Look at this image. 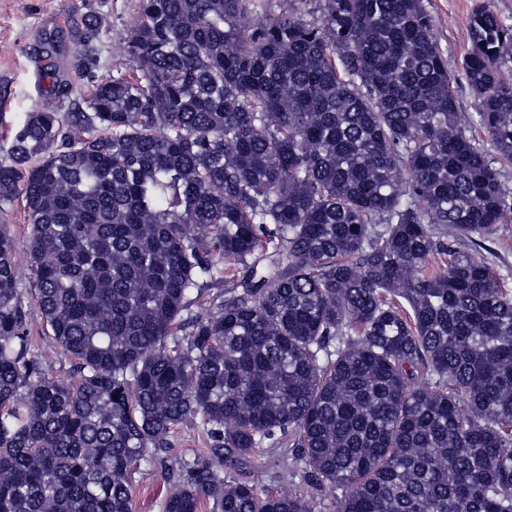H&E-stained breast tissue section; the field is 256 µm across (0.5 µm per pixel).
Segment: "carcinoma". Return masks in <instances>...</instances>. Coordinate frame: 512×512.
<instances>
[{"label": "carcinoma", "instance_id": "cac0c4a2", "mask_svg": "<svg viewBox=\"0 0 512 512\" xmlns=\"http://www.w3.org/2000/svg\"><path fill=\"white\" fill-rule=\"evenodd\" d=\"M258 8L139 0L135 68L105 78L87 15L86 107L15 131L0 202L25 198L75 378L31 343L1 225L0 512H131L141 463L198 418L213 457L172 471L163 512H314L220 474L283 448L335 512H512V295L460 248L512 224V27L477 10L462 62L498 161L423 0ZM320 2L314 0L302 2L300 0H260L259 13L260 16L275 17L285 12H290L294 8H300L302 14L304 11L303 19L307 22L319 20L320 12L318 6Z\"/></svg>", "mask_w": 512, "mask_h": 512}]
</instances>
